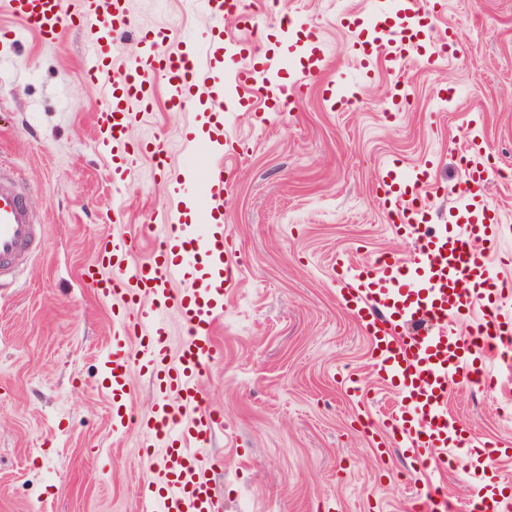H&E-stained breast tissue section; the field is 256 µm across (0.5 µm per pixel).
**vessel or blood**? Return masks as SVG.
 Returning a JSON list of instances; mask_svg holds the SVG:
<instances>
[{"label": "vessel or blood", "mask_w": 512, "mask_h": 512, "mask_svg": "<svg viewBox=\"0 0 512 512\" xmlns=\"http://www.w3.org/2000/svg\"><path fill=\"white\" fill-rule=\"evenodd\" d=\"M0 3L22 29L42 42H59L68 28L63 0ZM193 6L210 22L203 42L173 47L165 31L141 33L137 54L126 62L121 79L111 83L104 77L112 67V42L134 25L129 0H79L78 8L79 16L88 21L83 71L89 81L102 86L95 127L102 142L110 145L115 166H123L139 152L151 155L157 168L167 165L160 142L135 145L127 137L138 113L153 108L155 80L163 81L172 109L210 104L201 117V132L212 156L170 179L185 202L204 192L206 223H186L180 210H170L160 219L148 258L132 260L133 243L107 240L96 264L84 266L80 273L89 288L118 298L114 319L119 327L134 324L145 329L134 348L125 337L113 336L100 381L112 397L113 429H137L163 448L159 455L149 448L143 451L149 474L140 484L142 512L217 510L216 491L199 450L208 444L220 419L199 380L222 352L214 331L224 316V300L236 284L223 226L224 93L232 91L238 99L257 95L267 101L279 99L281 93L270 69L237 65L242 50L224 38L225 16L250 20L242 0H193ZM371 22L374 38L358 47L366 67H400L409 48L433 39L430 13L418 7L417 0H400L395 11L387 0H377ZM291 30L305 39V80H317L327 60L316 31L301 18L292 20ZM219 55L232 60V67L212 72L208 82H201L199 57ZM481 150L475 142L464 149V177L451 188L457 219L450 234L427 229L435 191L429 167L420 166L407 176L398 161L389 162L377 186L378 198L391 214L396 233L415 238L418 247L407 257L387 253L368 264L340 265L337 271L347 289L345 305L365 325L386 386L403 399L389 416L393 439L421 463L437 448L450 455L461 451L482 458L481 441L448 412V394L464 379L495 386L497 379L482 360L492 348L512 350V319L500 312L504 294L512 291V278L496 272L491 259L501 232L500 217L485 199L488 170L470 159ZM35 239V220L19 179L14 171L0 168V278L15 271ZM183 279L187 287L175 289V282ZM171 310L180 314L186 328L175 354L164 319ZM474 313L479 316L475 331L461 336L460 322ZM136 366L146 369L157 392L145 418L137 417L131 407L129 374Z\"/></svg>", "instance_id": "b4317fda"}]
</instances>
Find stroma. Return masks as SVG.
<instances>
[{"label": "stroma", "mask_w": 512, "mask_h": 512, "mask_svg": "<svg viewBox=\"0 0 512 512\" xmlns=\"http://www.w3.org/2000/svg\"><path fill=\"white\" fill-rule=\"evenodd\" d=\"M435 35L454 29L458 53L428 63L413 50L400 69L364 77L355 53L372 0H243L244 28L224 19V37L256 56L282 59L277 77L301 73L279 15H298L328 50L319 82L287 110L263 100L224 115L234 141L224 158V223L236 250V288L216 329L224 357L202 382L223 416L202 451L222 512H413L429 482L452 512H470L477 492L462 467L434 469L404 448L386 454L364 430L384 422L398 397L387 392L367 330L341 299L337 261L372 262L411 254L376 195L387 160L404 170L434 163L440 185L431 227L451 224L449 188L463 177L457 155L483 141L474 162L512 168V0H442ZM135 25L116 39L112 79L137 51V31L167 29L172 43L201 36L208 22L185 0H131ZM79 29L42 44L25 33L15 62L0 68V166L13 169L37 224V244L0 286V512H139L146 466L138 431H112V399L98 379L114 332L111 299L85 288L80 270L107 235L135 238V259L152 247L151 225L171 204L168 181L138 158L113 169L94 127L97 88L81 68ZM343 79L353 103L324 99ZM409 96L396 112V86ZM192 111L159 103L129 130L137 143L161 142L172 166L206 156L189 141ZM487 200L501 215L497 244L512 255V180L491 177ZM493 391L463 383L448 408L473 435L512 449V369L487 364Z\"/></svg>", "instance_id": "obj_1"}]
</instances>
